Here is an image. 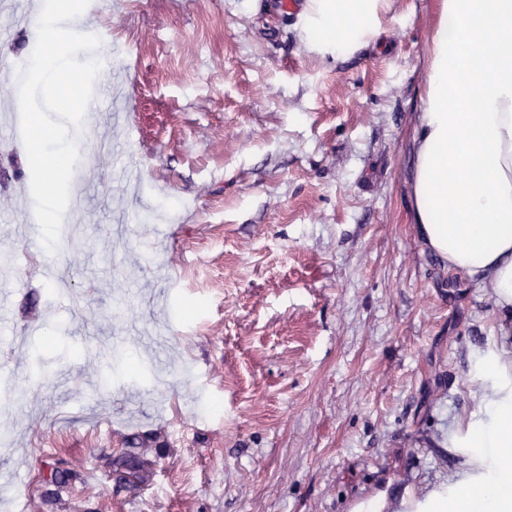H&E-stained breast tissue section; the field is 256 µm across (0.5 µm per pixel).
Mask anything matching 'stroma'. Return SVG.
Here are the masks:
<instances>
[{"label": "stroma", "mask_w": 512, "mask_h": 512, "mask_svg": "<svg viewBox=\"0 0 512 512\" xmlns=\"http://www.w3.org/2000/svg\"><path fill=\"white\" fill-rule=\"evenodd\" d=\"M438 6L389 0L335 57L284 0H91L119 73L95 81L99 132L132 177L81 144L61 305L25 147L0 142V512H403L468 469L451 432L512 319L411 222ZM131 442L134 487L104 468ZM58 460L84 482L50 504Z\"/></svg>", "instance_id": "35a3bbf8"}]
</instances>
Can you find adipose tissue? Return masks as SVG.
Returning a JSON list of instances; mask_svg holds the SVG:
<instances>
[{"mask_svg": "<svg viewBox=\"0 0 512 512\" xmlns=\"http://www.w3.org/2000/svg\"><path fill=\"white\" fill-rule=\"evenodd\" d=\"M387 0H306L304 40L346 54L381 30ZM418 114L413 221L449 269L512 311V0H440ZM481 420L459 423L472 469L431 494L441 512H512V351L483 371Z\"/></svg>", "mask_w": 512, "mask_h": 512, "instance_id": "obj_1", "label": "adipose tissue"}]
</instances>
